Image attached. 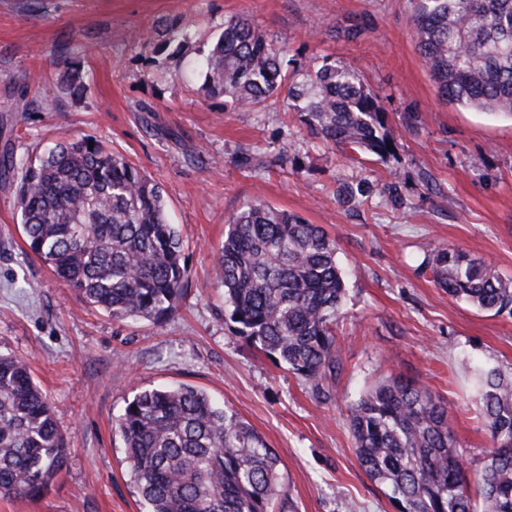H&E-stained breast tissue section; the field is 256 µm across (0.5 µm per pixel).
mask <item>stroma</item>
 Returning a JSON list of instances; mask_svg holds the SVG:
<instances>
[{
    "label": "stroma",
    "mask_w": 512,
    "mask_h": 512,
    "mask_svg": "<svg viewBox=\"0 0 512 512\" xmlns=\"http://www.w3.org/2000/svg\"><path fill=\"white\" fill-rule=\"evenodd\" d=\"M411 0H0V148L33 157L94 137L165 191L190 275L165 321H117L81 302L27 248L11 185L0 181V353L26 359L68 442L65 467L37 498L0 512H145L116 427L141 390L186 384L250 425L281 461L287 512H396L359 464L348 409L401 375L447 403L468 475L489 438L467 362L512 378V314L453 299L426 266L462 250L512 280V119L444 101L419 54ZM244 16L288 59L355 68L394 138L379 157L324 147L282 103L253 112L208 97L192 62L224 21ZM177 19L192 39L154 55L137 36ZM80 61L85 94L43 103ZM288 152L292 163L276 159ZM366 179L396 192L343 200ZM321 225L346 279L336 324L340 370L317 396L236 334L214 278L227 224L255 201Z\"/></svg>",
    "instance_id": "1"
}]
</instances>
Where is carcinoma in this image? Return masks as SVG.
I'll list each match as a JSON object with an SVG mask.
<instances>
[{
  "label": "carcinoma",
  "mask_w": 512,
  "mask_h": 512,
  "mask_svg": "<svg viewBox=\"0 0 512 512\" xmlns=\"http://www.w3.org/2000/svg\"><path fill=\"white\" fill-rule=\"evenodd\" d=\"M411 25L445 101L512 118V0H416ZM154 30L160 54H178L191 40L175 20ZM284 54L285 46L249 19L230 17L196 60L201 90L252 110L280 98L304 114L323 143L388 153L386 114L354 69L316 59L292 67ZM64 64L59 90L77 100L85 91L81 64ZM0 174L15 182L30 252L84 303L116 320L159 323L175 311L189 278L181 231L168 221L161 186L123 154L84 137L33 161L5 152ZM345 190L352 199L375 194L366 180ZM429 264L448 295L512 312V281L485 261L436 246ZM216 277L236 333L325 394L339 368L335 329L346 290L335 239L258 200L229 220ZM473 375L491 441L480 482L483 512H512V380L494 367ZM349 423L360 465L397 512H474L448 406L430 389L384 379L353 403ZM118 428L147 512H270L285 500L275 451L192 386L140 391L126 402ZM68 454L28 364L0 355V495H43Z\"/></svg>",
  "instance_id": "cac0c4a2"
}]
</instances>
